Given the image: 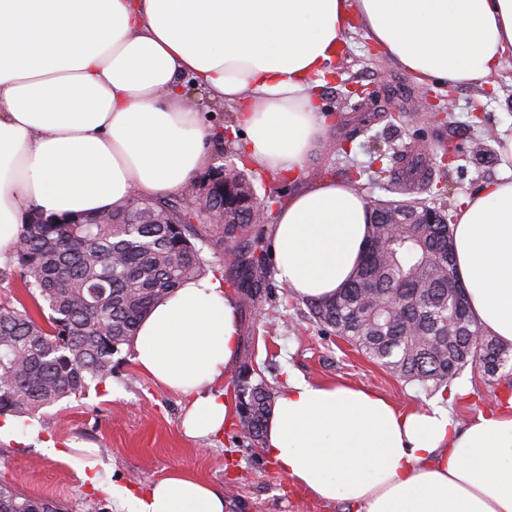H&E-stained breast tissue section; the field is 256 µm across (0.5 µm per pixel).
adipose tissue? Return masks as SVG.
<instances>
[{
    "mask_svg": "<svg viewBox=\"0 0 512 512\" xmlns=\"http://www.w3.org/2000/svg\"><path fill=\"white\" fill-rule=\"evenodd\" d=\"M356 18L424 84L491 89L512 56V0H0V260L29 213L120 209L207 169L188 80L234 109L256 169L297 176L327 141L319 89ZM497 149L502 176L462 200L451 229L473 318L512 344V134ZM369 224L356 184L291 196L270 226L278 281L308 301L335 297ZM236 306L221 277L189 280L137 329L133 362L189 400L186 436L219 437L234 413L217 385L237 355ZM263 451L294 485L355 512H512V403L464 424L292 377ZM86 466L117 512H224L223 492L198 477L174 472L138 496L103 482L98 460Z\"/></svg>",
    "mask_w": 512,
    "mask_h": 512,
    "instance_id": "1",
    "label": "adipose tissue"
}]
</instances>
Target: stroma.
Masks as SVG:
<instances>
[{"mask_svg": "<svg viewBox=\"0 0 512 512\" xmlns=\"http://www.w3.org/2000/svg\"><path fill=\"white\" fill-rule=\"evenodd\" d=\"M497 92L473 84L448 88L423 85L372 46L361 23H354L343 47V61L334 79L323 86L322 109L330 123L324 147L305 164L295 181L266 175L244 160L238 141L229 134L233 109L208 101L204 90L186 82L189 95L202 104L205 121L219 131L210 140L212 165L229 163L248 171L260 199L285 202L290 195L322 178L358 185L367 202L390 199L386 180L375 170L395 168L396 157L420 142L439 149L456 148L438 189L428 201L456 213L461 200L499 173L498 155L472 153L476 136L496 146L502 131H512V58L496 79ZM367 89V97L349 96V88ZM258 308L239 309L238 362L254 369V379L274 390L289 375L310 382L342 381L389 398L400 410H425L438 403L436 394L417 382H405L369 360L336 336L326 334L296 297L267 273ZM105 383H90L79 396L42 409L36 416L41 432L28 439L25 431L0 439V484L32 497L57 501L65 512H114L111 497L81 477L84 457L61 461L47 446L94 445L114 483L143 491L174 471L208 480L224 492V512H353L343 502H320L290 484L264 455L225 428L221 437L190 438L181 417L186 402L147 375L123 348ZM460 402L448 401L449 412L468 422L489 412L502 387L477 369H466L455 380Z\"/></svg>", "mask_w": 512, "mask_h": 512, "instance_id": "stroma-1", "label": "stroma"}]
</instances>
